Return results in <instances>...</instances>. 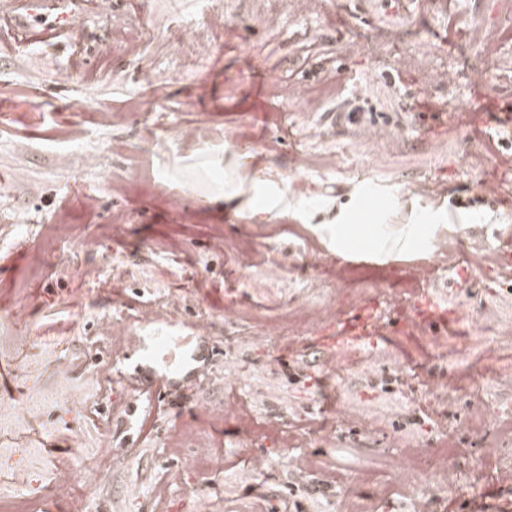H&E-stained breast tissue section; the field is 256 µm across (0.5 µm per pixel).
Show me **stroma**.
<instances>
[{
  "label": "stroma",
  "instance_id": "1",
  "mask_svg": "<svg viewBox=\"0 0 512 512\" xmlns=\"http://www.w3.org/2000/svg\"><path fill=\"white\" fill-rule=\"evenodd\" d=\"M296 2L0 0V317L30 336L0 339V450L30 456L0 471V512L20 496L70 512L50 489L62 471L96 479L92 512H197L199 494L207 512H415L414 443L454 464L427 512L512 501V469L479 476L489 449L512 451V281L473 261L512 250V45L489 57L470 37L498 0ZM119 24L136 50L113 43ZM445 68L454 82L433 79ZM352 103L377 136L338 120ZM193 126L212 141L183 140ZM367 204L374 256L340 260ZM421 268L453 321L405 333L380 311L377 349L324 342L375 287L415 301ZM172 296L179 315L154 328L200 338L205 373L99 328ZM326 301L294 343L256 341ZM267 420L281 439L248 437ZM104 434L120 455L98 454ZM201 436L221 466L192 465ZM268 457L285 464L257 469Z\"/></svg>",
  "mask_w": 512,
  "mask_h": 512
}]
</instances>
